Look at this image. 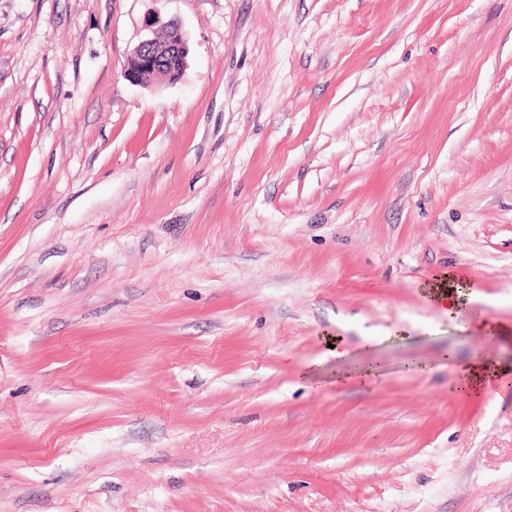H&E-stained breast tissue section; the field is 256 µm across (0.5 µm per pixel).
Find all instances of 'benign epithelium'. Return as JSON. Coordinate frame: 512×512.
<instances>
[{"label": "benign epithelium", "mask_w": 512, "mask_h": 512, "mask_svg": "<svg viewBox=\"0 0 512 512\" xmlns=\"http://www.w3.org/2000/svg\"><path fill=\"white\" fill-rule=\"evenodd\" d=\"M143 38L127 57L123 75L131 83L143 84L162 76L171 82L179 80L187 67L189 44L181 24L163 21L155 12L143 18Z\"/></svg>", "instance_id": "obj_1"}]
</instances>
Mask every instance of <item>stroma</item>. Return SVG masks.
Listing matches in <instances>:
<instances>
[{
	"label": "stroma",
	"instance_id": "stroma-1",
	"mask_svg": "<svg viewBox=\"0 0 512 512\" xmlns=\"http://www.w3.org/2000/svg\"><path fill=\"white\" fill-rule=\"evenodd\" d=\"M497 322L512 0H0V512H512ZM143 38L127 57L123 75L131 83L143 84L162 76L179 80L187 67L189 44L181 24L174 19L162 21L155 12L143 18ZM426 290V294L432 300H435L445 312L452 316L453 314L464 306L468 299V294L463 290L462 285H459L457 282H449L446 276H443L438 281L428 285ZM511 366L508 363L492 360H472L462 369L460 388L468 395L479 396L494 386H499L510 378Z\"/></svg>",
	"mask_w": 512,
	"mask_h": 512
}]
</instances>
